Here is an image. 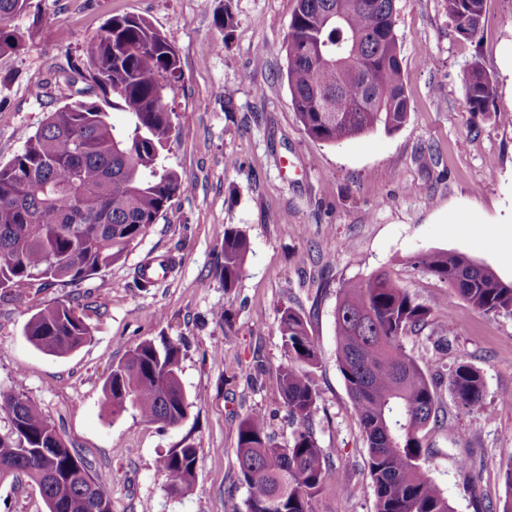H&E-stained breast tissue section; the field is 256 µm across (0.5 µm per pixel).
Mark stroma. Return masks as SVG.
I'll use <instances>...</instances> for the list:
<instances>
[{"mask_svg": "<svg viewBox=\"0 0 512 512\" xmlns=\"http://www.w3.org/2000/svg\"><path fill=\"white\" fill-rule=\"evenodd\" d=\"M410 116L331 145L298 122L285 44L296 0H31L42 23L32 44L0 58V165L21 152L58 102L34 90L117 15H138L172 36L181 78L166 100L180 134L163 152L189 183L128 253L80 287L55 285L41 305L73 300L91 336L71 354L37 349L23 334L25 308L0 300V392L28 397L91 465L112 494V512H241L238 426L265 412L287 444L293 427L279 391L284 350L275 300L301 311L320 349L309 377L318 395L314 435L326 485L311 512H374L368 449L336 365L334 312L343 283L389 271L431 316L403 339L423 358L447 427L421 434L424 469L454 512H495L512 463V315H486L413 260L451 250L512 283V0H487L480 32L457 36L441 0H396ZM231 13L225 30L215 18ZM479 62L494 87L488 114L472 116L464 78ZM246 232L250 250L236 288L216 267L224 230ZM174 258L154 287L137 288L140 267ZM456 321V334L446 326ZM177 343L185 421L162 428L136 410L107 416L104 382L129 347ZM484 379L485 408L460 406L449 376L460 362ZM197 450L195 480L174 496L157 468L174 448ZM351 491H336L337 478ZM0 512H47L36 486L0 481Z\"/></svg>", "mask_w": 512, "mask_h": 512, "instance_id": "obj_1", "label": "stroma"}]
</instances>
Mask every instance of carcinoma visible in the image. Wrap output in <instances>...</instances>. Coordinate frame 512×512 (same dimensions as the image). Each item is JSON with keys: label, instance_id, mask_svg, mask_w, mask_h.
<instances>
[{"label": "carcinoma", "instance_id": "obj_1", "mask_svg": "<svg viewBox=\"0 0 512 512\" xmlns=\"http://www.w3.org/2000/svg\"><path fill=\"white\" fill-rule=\"evenodd\" d=\"M456 33L472 38L481 29L486 0H442ZM29 0H0V57L25 49L39 16L21 28ZM393 0H297L286 43V78L293 109L305 133L341 144L378 128L398 130L408 119ZM362 67L369 83L347 81L336 58ZM172 39L141 17L107 21L85 59L70 60L53 76L61 106L0 165V298L20 306L31 289L55 283L79 286L119 260L186 192L187 181L163 164L162 152L179 135L165 91L180 79ZM85 82L83 88L77 87ZM101 92L103 102L93 99ZM468 111H490L494 88L479 64L464 83ZM127 115L112 123L103 103ZM250 243L235 227L224 229V260L217 273L227 291L236 287ZM416 263L448 284L484 314H512V283L456 252L421 251ZM431 309L416 302L386 272L345 282L335 309L336 364L364 433L375 489V512H453L443 491L423 469L421 431L444 424L422 360L406 352L407 332L425 326ZM278 330L287 362L279 384L294 426L286 445L274 442L265 413L240 423L238 480L248 496L245 512H310L325 485L328 462L310 429L318 410L308 369L319 349L305 317L279 308ZM36 348L66 356L90 331L74 304L60 300L39 308L24 326ZM454 399L483 408L484 380L466 362L449 378ZM108 413L135 408L147 422L177 426L191 403L180 381V348L145 339L131 347L104 384ZM0 418L11 431L0 435V457L14 456L19 472L39 489L48 512H112L110 491L89 463L68 447L56 426L28 398L0 392ZM20 448H43L35 463ZM197 450L175 448L161 457L168 491L178 494L194 479Z\"/></svg>", "mask_w": 512, "mask_h": 512}]
</instances>
